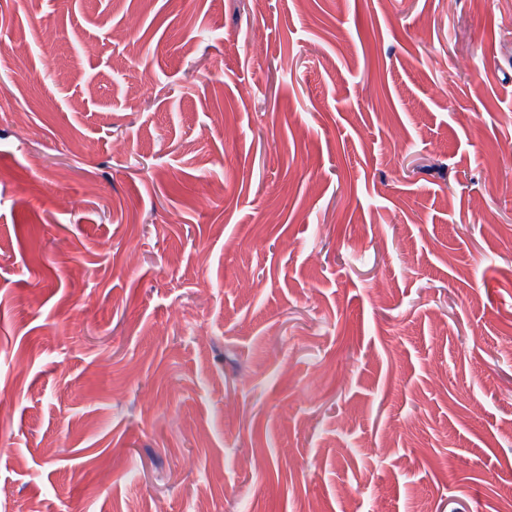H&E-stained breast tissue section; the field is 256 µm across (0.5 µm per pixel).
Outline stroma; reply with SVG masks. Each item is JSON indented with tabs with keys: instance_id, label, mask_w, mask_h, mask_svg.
I'll return each instance as SVG.
<instances>
[{
	"instance_id": "1",
	"label": "stroma",
	"mask_w": 512,
	"mask_h": 512,
	"mask_svg": "<svg viewBox=\"0 0 512 512\" xmlns=\"http://www.w3.org/2000/svg\"><path fill=\"white\" fill-rule=\"evenodd\" d=\"M0 445V512H500L512 0H0Z\"/></svg>"
}]
</instances>
